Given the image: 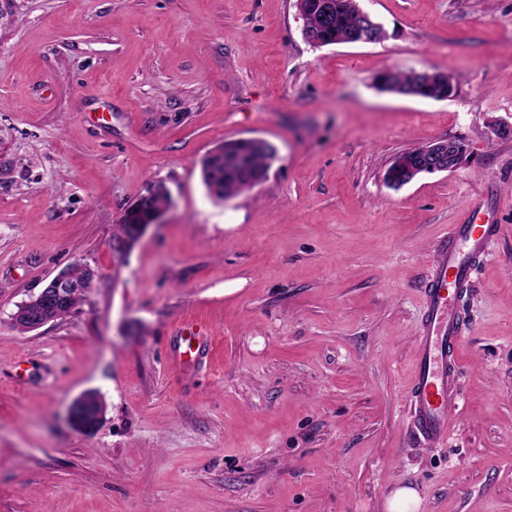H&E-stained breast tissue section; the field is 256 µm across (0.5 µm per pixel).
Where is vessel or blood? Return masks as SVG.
<instances>
[{"instance_id": "b4317fda", "label": "vessel or blood", "mask_w": 512, "mask_h": 512, "mask_svg": "<svg viewBox=\"0 0 512 512\" xmlns=\"http://www.w3.org/2000/svg\"><path fill=\"white\" fill-rule=\"evenodd\" d=\"M498 232V225L472 211L452 226L435 255V282L423 300L417 369L408 392L414 432L430 447L448 440V411L458 395L456 349L469 331L464 311L468 282L473 265Z\"/></svg>"}]
</instances>
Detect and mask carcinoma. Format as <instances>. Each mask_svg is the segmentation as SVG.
<instances>
[{
	"mask_svg": "<svg viewBox=\"0 0 512 512\" xmlns=\"http://www.w3.org/2000/svg\"><path fill=\"white\" fill-rule=\"evenodd\" d=\"M309 6L308 23L315 37L324 46L354 44L358 39L357 30L361 18L350 0H305ZM327 5L328 15H323L321 5ZM386 71L376 76V85L381 91L388 92L391 82L398 83L411 97L438 100L441 96H451L456 86H440L429 83L415 69L398 70L389 81H382ZM423 146L417 145L396 155L397 163L390 166L394 180L402 182L410 177V169L422 163ZM239 156L240 163L235 166L224 165L219 168L217 177L221 181L222 191L219 200H230L240 193L253 188V181L269 173L275 160L274 148L269 144L255 146L241 140L224 141V156Z\"/></svg>",
	"mask_w": 512,
	"mask_h": 512,
	"instance_id": "1",
	"label": "carcinoma"
}]
</instances>
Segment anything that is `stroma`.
Instances as JSON below:
<instances>
[{"mask_svg":"<svg viewBox=\"0 0 512 512\" xmlns=\"http://www.w3.org/2000/svg\"><path fill=\"white\" fill-rule=\"evenodd\" d=\"M376 44L312 47L294 0H0V512H512V0H360ZM433 68L455 94L378 91ZM279 151L211 198L227 139ZM448 139L452 171L383 180ZM173 206L133 246L150 184ZM500 226L466 300L445 447L412 432L423 293L440 240ZM98 276L30 332L10 315L58 272ZM215 341L196 361L181 324ZM93 391L99 429L69 425ZM390 69H386L381 71L376 76V85L381 91L390 92L391 82L398 83L402 90L408 94L410 97L421 98V99H431L438 100L442 95L450 97L456 91V86L451 85L448 80V74L440 71V81L448 82V86H440L435 83H429L422 79V76L417 72L418 70L411 69L408 71L404 70H396L391 77V80L388 81L386 76V72ZM382 78L386 79V82L381 80ZM393 80V81H392ZM424 145L413 146L396 155V161H399V163L388 166L393 171L395 181H405L410 177V169L422 163V149ZM95 403L97 411L89 414L88 407ZM104 404L100 397L87 392L76 397L68 407V420L74 430L89 434L96 431L104 417ZM422 507V499L411 487L396 488L388 497L387 512H418Z\"/></svg>","mask_w":512,"mask_h":512,"instance_id":"stroma-1","label":"stroma"}]
</instances>
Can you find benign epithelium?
<instances>
[{
  "mask_svg": "<svg viewBox=\"0 0 512 512\" xmlns=\"http://www.w3.org/2000/svg\"><path fill=\"white\" fill-rule=\"evenodd\" d=\"M448 141L435 140L424 152L431 172H447L455 163L448 156ZM142 199L151 202L150 219L146 224L134 226L131 235L125 239V246L131 247L138 242L149 227L163 223V217L172 206L169 190L160 185H151ZM97 277L95 270H90V277L84 281L72 279L66 271L59 272L38 293L20 304L12 315V321L24 330H34L44 325L63 319L71 314L66 309L69 296L88 294ZM104 404L101 398L87 392L76 397L68 407V420L74 430L89 434L96 431L104 417Z\"/></svg>",
  "mask_w": 512,
  "mask_h": 512,
  "instance_id": "benign-epithelium-1",
  "label": "benign epithelium"
}]
</instances>
